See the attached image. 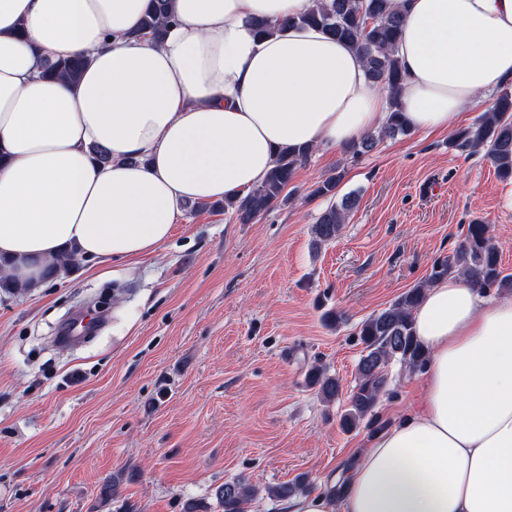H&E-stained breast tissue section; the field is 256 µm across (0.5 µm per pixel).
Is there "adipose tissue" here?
Wrapping results in <instances>:
<instances>
[{
  "label": "adipose tissue",
  "mask_w": 512,
  "mask_h": 512,
  "mask_svg": "<svg viewBox=\"0 0 512 512\" xmlns=\"http://www.w3.org/2000/svg\"><path fill=\"white\" fill-rule=\"evenodd\" d=\"M396 2L413 129H452L512 84V0ZM149 4L0 0V277L28 292L66 256L156 254L186 207L245 196L280 150H340L387 123L361 54L288 24L313 0H173L159 42L137 32ZM76 55L79 83L45 76ZM412 320L421 403L368 438L342 497L303 493L283 512H512V297L455 275Z\"/></svg>",
  "instance_id": "obj_1"
}]
</instances>
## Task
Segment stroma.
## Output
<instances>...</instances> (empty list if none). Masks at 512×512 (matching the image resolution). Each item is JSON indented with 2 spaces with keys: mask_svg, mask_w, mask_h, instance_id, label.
Wrapping results in <instances>:
<instances>
[{
  "mask_svg": "<svg viewBox=\"0 0 512 512\" xmlns=\"http://www.w3.org/2000/svg\"><path fill=\"white\" fill-rule=\"evenodd\" d=\"M449 138L387 137L355 160L316 151L291 184L299 203L249 224L190 208L156 255L81 261L19 292L0 309V512H183L189 500L222 512L215 491L235 478L260 487L249 512H280L267 488L304 475L319 493L346 478L371 430L341 429L346 400L323 402L311 367L352 389L358 324L423 281L473 218L512 273V184ZM336 173L359 206L317 249L329 201L312 191ZM107 288L105 322L61 342ZM329 310L342 322L328 326ZM422 391L420 370L389 365L381 421Z\"/></svg>",
  "mask_w": 512,
  "mask_h": 512,
  "instance_id": "35a3bbf8",
  "label": "stroma"
}]
</instances>
